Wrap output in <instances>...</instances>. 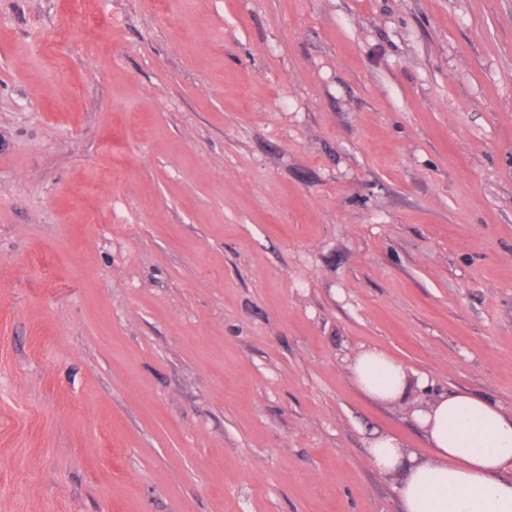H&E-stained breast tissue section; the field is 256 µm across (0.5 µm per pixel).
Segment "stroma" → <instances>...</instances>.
<instances>
[{"label": "stroma", "mask_w": 512, "mask_h": 512, "mask_svg": "<svg viewBox=\"0 0 512 512\" xmlns=\"http://www.w3.org/2000/svg\"><path fill=\"white\" fill-rule=\"evenodd\" d=\"M370 349L512 408V0H0V512H400Z\"/></svg>", "instance_id": "35a3bbf8"}]
</instances>
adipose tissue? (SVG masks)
<instances>
[{"label":"adipose tissue","instance_id":"adipose-tissue-1","mask_svg":"<svg viewBox=\"0 0 512 512\" xmlns=\"http://www.w3.org/2000/svg\"><path fill=\"white\" fill-rule=\"evenodd\" d=\"M361 389L378 400L405 399L416 387L402 365L376 350L353 366ZM433 453L422 459L393 436L370 444L401 512H512V410L470 393L442 391L416 414Z\"/></svg>","mask_w":512,"mask_h":512}]
</instances>
